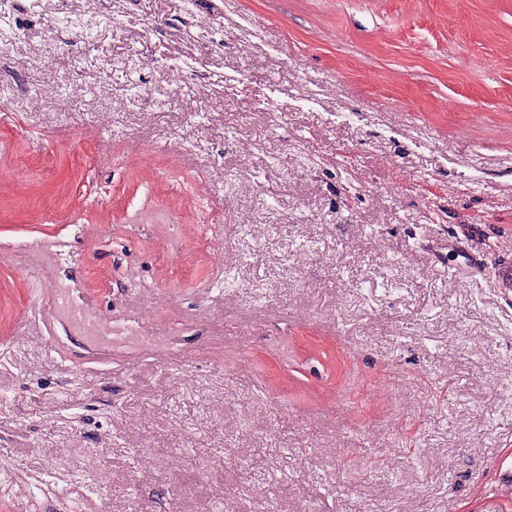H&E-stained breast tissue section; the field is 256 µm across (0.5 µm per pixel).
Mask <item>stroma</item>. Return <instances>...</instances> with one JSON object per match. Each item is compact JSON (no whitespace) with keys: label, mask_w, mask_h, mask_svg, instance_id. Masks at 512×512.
<instances>
[{"label":"stroma","mask_w":512,"mask_h":512,"mask_svg":"<svg viewBox=\"0 0 512 512\" xmlns=\"http://www.w3.org/2000/svg\"><path fill=\"white\" fill-rule=\"evenodd\" d=\"M1 50L0 512H512V0H9Z\"/></svg>","instance_id":"35a3bbf8"}]
</instances>
